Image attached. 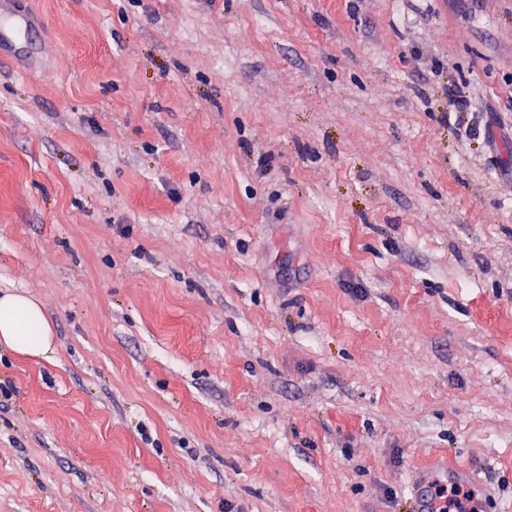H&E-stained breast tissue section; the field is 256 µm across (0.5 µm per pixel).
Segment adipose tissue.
Instances as JSON below:
<instances>
[{
	"mask_svg": "<svg viewBox=\"0 0 512 512\" xmlns=\"http://www.w3.org/2000/svg\"><path fill=\"white\" fill-rule=\"evenodd\" d=\"M54 330L42 305L25 293L0 291V346L37 358L52 351Z\"/></svg>",
	"mask_w": 512,
	"mask_h": 512,
	"instance_id": "obj_1",
	"label": "adipose tissue"
}]
</instances>
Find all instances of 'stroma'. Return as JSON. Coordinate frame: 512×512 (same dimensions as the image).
I'll use <instances>...</instances> for the list:
<instances>
[{
    "instance_id": "1",
    "label": "stroma",
    "mask_w": 512,
    "mask_h": 512,
    "mask_svg": "<svg viewBox=\"0 0 512 512\" xmlns=\"http://www.w3.org/2000/svg\"><path fill=\"white\" fill-rule=\"evenodd\" d=\"M5 6L0 512L512 490V0ZM54 330L42 305L23 292L0 291V346L37 358H49Z\"/></svg>"
}]
</instances>
